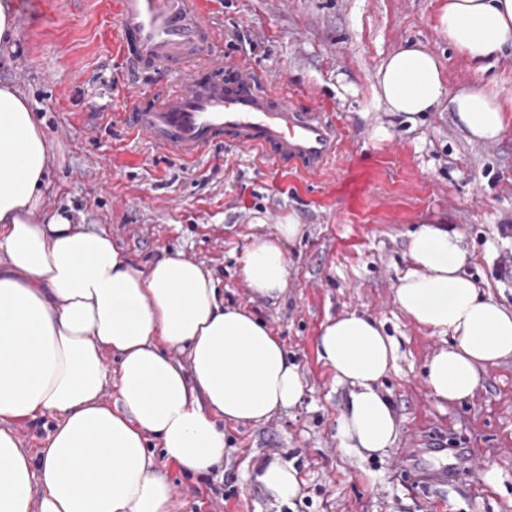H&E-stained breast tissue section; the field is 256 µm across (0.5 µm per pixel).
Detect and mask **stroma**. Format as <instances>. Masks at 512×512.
Wrapping results in <instances>:
<instances>
[{
    "mask_svg": "<svg viewBox=\"0 0 512 512\" xmlns=\"http://www.w3.org/2000/svg\"><path fill=\"white\" fill-rule=\"evenodd\" d=\"M442 0H206L223 34L216 50L245 59L263 87L287 85L296 104L335 112L346 143L322 175L284 171L232 146L185 163L135 136L112 115L132 84L116 48V20L99 0L61 6L50 23L18 25L22 46L0 79L28 99L53 143L42 185L47 209L83 214L139 264L177 251L219 282L278 336L306 381L302 400L258 425L224 427L221 469L166 471L173 512H512V357L487 369L475 393L447 404L431 396L424 367L447 339L412 323L395 302L411 267L408 234L443 224L456 234L463 270L512 308V130L469 140L447 104L416 122L375 94L378 71L402 44L421 42L449 87L483 82L512 92V56L477 67L438 28ZM369 181L358 201L341 191L353 172ZM306 227L286 245L288 287L255 297L239 258L254 237L288 219ZM357 312L396 343L380 382L398 436L385 452L342 448L337 418L350 388L319 361L326 317ZM293 462L300 493L280 506L253 484L256 460ZM495 482H488V473Z\"/></svg>",
    "mask_w": 512,
    "mask_h": 512,
    "instance_id": "1",
    "label": "stroma"
}]
</instances>
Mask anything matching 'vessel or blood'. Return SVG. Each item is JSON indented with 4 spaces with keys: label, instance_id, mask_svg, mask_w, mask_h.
<instances>
[{
    "label": "vessel or blood",
    "instance_id": "b4317fda",
    "mask_svg": "<svg viewBox=\"0 0 512 512\" xmlns=\"http://www.w3.org/2000/svg\"><path fill=\"white\" fill-rule=\"evenodd\" d=\"M114 8L126 71H174L186 80L184 91L147 90L125 102L120 120L142 139L187 163L230 143L283 168L320 174L334 165L340 122L328 111L295 106L284 89L260 91L249 66L236 65L225 80L201 0H116Z\"/></svg>",
    "mask_w": 512,
    "mask_h": 512
}]
</instances>
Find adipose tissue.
Wrapping results in <instances>:
<instances>
[{
    "label": "adipose tissue",
    "instance_id": "obj_1",
    "mask_svg": "<svg viewBox=\"0 0 512 512\" xmlns=\"http://www.w3.org/2000/svg\"><path fill=\"white\" fill-rule=\"evenodd\" d=\"M438 28L471 63L499 58L512 48V0H445ZM377 96L410 122L447 101L475 141H498L512 127V94L480 82L447 89L438 59L419 43L391 54ZM51 149L26 97L0 84V512H171L174 486L162 460L210 473L227 453L224 424L265 422L298 404L305 382L271 329L225 305L192 257L178 251L143 270L107 230L42 213ZM303 233L291 220L246 249L240 271L252 294L274 301L284 293V245ZM409 256L399 309L451 339L428 359L426 385L440 401H463L488 368L512 356V309L463 272L447 229L421 225ZM174 349L187 363L171 357ZM395 352L393 338L364 315L322 325L318 359L350 387L337 423L342 447L360 454L393 446L397 424L379 382ZM110 380L113 402L104 396ZM48 413L56 425L31 458L13 426ZM151 437L162 459L148 451ZM252 479L284 504L300 492L284 460L256 465Z\"/></svg>",
    "mask_w": 512,
    "mask_h": 512
}]
</instances>
